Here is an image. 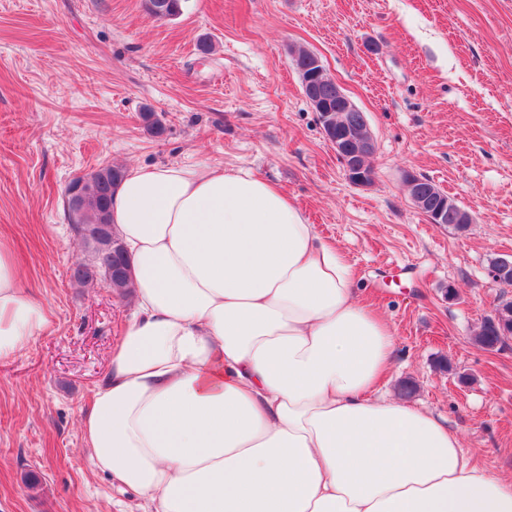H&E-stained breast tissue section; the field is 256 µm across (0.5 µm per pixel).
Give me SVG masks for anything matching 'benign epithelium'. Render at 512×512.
<instances>
[{
    "mask_svg": "<svg viewBox=\"0 0 512 512\" xmlns=\"http://www.w3.org/2000/svg\"><path fill=\"white\" fill-rule=\"evenodd\" d=\"M305 98L317 112L319 123L327 141L341 158L347 179L356 185H367L372 181L373 174L369 173L366 161L376 154V142L369 125L363 128H350L334 124L333 115L336 112H357L359 108L345 94L341 87H336V109L321 101L316 94L314 75L309 73L303 77ZM84 181L71 182L65 189V196L71 208L78 212L85 211L86 197L83 190ZM405 187L410 200L416 209L426 212V217L433 224H445L448 219L465 227L473 224L471 213L461 207L448 209V203L440 207L429 208L430 201L437 195L436 190L428 182L411 173L405 176ZM85 243L95 246L105 252L115 253L119 245L112 239L111 228L107 224H87L82 230ZM487 321L499 329L505 339L512 338V309L504 306L496 307L487 316Z\"/></svg>",
    "mask_w": 512,
    "mask_h": 512,
    "instance_id": "benign-epithelium-1",
    "label": "benign epithelium"
}]
</instances>
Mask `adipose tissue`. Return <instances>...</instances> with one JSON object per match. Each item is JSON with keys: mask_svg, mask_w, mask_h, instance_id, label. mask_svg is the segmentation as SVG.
<instances>
[{"mask_svg": "<svg viewBox=\"0 0 512 512\" xmlns=\"http://www.w3.org/2000/svg\"><path fill=\"white\" fill-rule=\"evenodd\" d=\"M137 313L78 427L143 512H512L431 411L377 395L388 323L273 184L132 167L112 198ZM51 324L0 241V359Z\"/></svg>", "mask_w": 512, "mask_h": 512, "instance_id": "1", "label": "adipose tissue"}]
</instances>
